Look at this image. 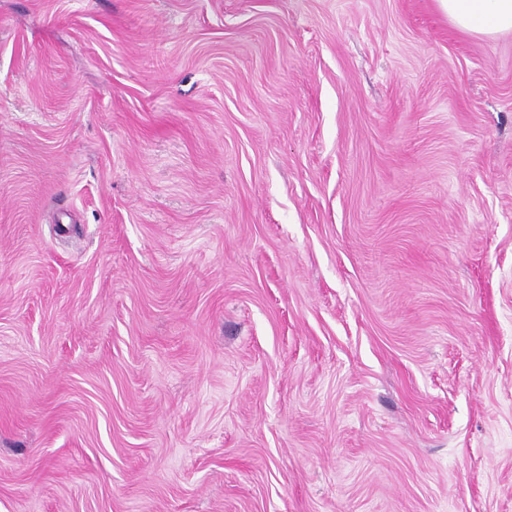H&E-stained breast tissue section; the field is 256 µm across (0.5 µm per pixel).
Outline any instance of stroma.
Segmentation results:
<instances>
[{
	"instance_id": "stroma-1",
	"label": "stroma",
	"mask_w": 512,
	"mask_h": 512,
	"mask_svg": "<svg viewBox=\"0 0 512 512\" xmlns=\"http://www.w3.org/2000/svg\"><path fill=\"white\" fill-rule=\"evenodd\" d=\"M0 512H512V34L0 0Z\"/></svg>"
}]
</instances>
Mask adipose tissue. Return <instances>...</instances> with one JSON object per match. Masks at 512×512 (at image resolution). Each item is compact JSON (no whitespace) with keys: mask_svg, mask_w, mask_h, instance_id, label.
<instances>
[{"mask_svg":"<svg viewBox=\"0 0 512 512\" xmlns=\"http://www.w3.org/2000/svg\"><path fill=\"white\" fill-rule=\"evenodd\" d=\"M458 30L477 37L512 33V0H436Z\"/></svg>","mask_w":512,"mask_h":512,"instance_id":"ef3b65f1","label":"adipose tissue"}]
</instances>
